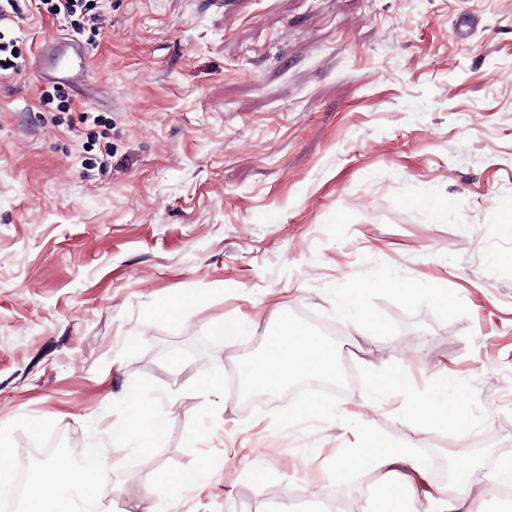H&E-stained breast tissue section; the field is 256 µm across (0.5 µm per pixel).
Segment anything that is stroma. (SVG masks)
Instances as JSON below:
<instances>
[{"label":"stroma","mask_w":512,"mask_h":512,"mask_svg":"<svg viewBox=\"0 0 512 512\" xmlns=\"http://www.w3.org/2000/svg\"><path fill=\"white\" fill-rule=\"evenodd\" d=\"M89 6L94 34L40 0L0 22L19 55L0 69V425L50 419L82 452L134 377L155 382L168 436L111 474L114 512H154L148 482L202 464L208 485L172 512H363L380 472L326 476L358 444L351 413L479 475L512 458V0ZM48 38L89 49L82 93L32 65ZM360 286L384 335L336 309ZM287 320L354 348L355 385L321 395L323 416L254 401L236 373ZM371 367L418 389L448 368L473 433L418 429L404 395H369ZM206 371L224 386L204 398Z\"/></svg>","instance_id":"stroma-1"}]
</instances>
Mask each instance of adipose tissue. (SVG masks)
I'll return each instance as SVG.
<instances>
[{
	"instance_id": "adipose-tissue-1",
	"label": "adipose tissue",
	"mask_w": 512,
	"mask_h": 512,
	"mask_svg": "<svg viewBox=\"0 0 512 512\" xmlns=\"http://www.w3.org/2000/svg\"><path fill=\"white\" fill-rule=\"evenodd\" d=\"M239 370L250 389L275 393L298 378L335 376L336 352L322 336L285 322L275 336L265 341L261 353L242 358ZM369 384L377 392L406 393L409 405L405 416L415 425H445L462 437L473 428V417L447 370H440L421 390L410 387L395 371L371 372ZM360 436V446L337 459L329 475L338 479L345 470L362 467L381 472V490L369 498L365 512H417L416 504L422 498L428 502L426 512H475L474 504L481 499L484 487L512 486V459L480 478L470 465L458 464L453 478L436 486L412 444H396L367 430ZM206 476L203 467L190 473L159 474L149 486L157 499L156 512H169L174 494L202 486Z\"/></svg>"
}]
</instances>
